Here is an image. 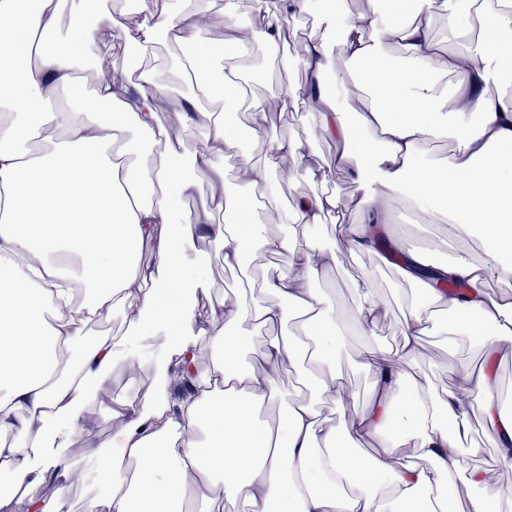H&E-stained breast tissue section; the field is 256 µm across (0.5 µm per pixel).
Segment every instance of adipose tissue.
<instances>
[{"instance_id":"obj_1","label":"adipose tissue","mask_w":512,"mask_h":512,"mask_svg":"<svg viewBox=\"0 0 512 512\" xmlns=\"http://www.w3.org/2000/svg\"><path fill=\"white\" fill-rule=\"evenodd\" d=\"M467 3L466 13L448 14L449 32L466 41L451 50L434 35L438 0H369L356 15L328 0H277L272 8L252 0L269 50L288 19L319 17L324 35L299 56L305 84L278 82L272 96L281 108L312 112L315 133L336 145L332 165L358 188V219L338 225L337 241L353 255L382 251L416 290L398 354L366 350L369 394L336 427L315 400L345 405L336 371L341 315L314 283L337 253L317 248L311 232L341 202L326 192L283 200L281 162L299 157L303 143L266 141L264 106L212 73L215 57L241 58L249 44L243 28L231 22L220 43L198 42L196 18L209 0H187L179 12L171 0H136L140 21L132 28L123 24V0L108 10L94 0H0V484L37 485V461L48 453L61 477L51 495L25 498L21 512H66L76 468L100 491L93 512H228L239 502L246 512H500L491 494L463 507L448 502L459 476L475 487L486 482L461 459L472 409L500 447L512 445V412L494 394L497 367L512 353V0ZM106 27L121 28L138 51L161 39L181 47L179 67L195 76L183 108L201 121L206 141L189 159L177 152L149 159L152 144L169 135L159 123L161 85L152 70L141 72L136 91L102 80L80 95L78 111L57 107L59 92L94 63L92 48ZM392 45L401 57L390 55ZM333 53L343 68L329 67ZM232 110L250 113L254 152L242 151L240 131L225 117ZM441 133L456 143L445 158L428 147ZM213 143L238 157L240 192H225ZM205 193L223 208V223L183 211L185 199ZM398 194L449 242L480 247L481 256L461 250L439 267L466 283L465 300L420 277L426 246L392 228ZM265 213L290 225V234L270 233ZM203 224L226 268L242 266L249 251L283 258L262 282L269 296L262 306L243 291L205 309L191 301L202 276L188 251ZM146 249L154 266L139 262ZM72 280L85 290L77 309L64 287ZM355 289L351 327L366 336L387 303L372 280ZM433 308L447 314L441 331L448 339L477 336L484 349L481 367L458 368L442 392L426 375L404 370L421 356ZM120 312L137 314L133 335L150 339L158 367L189 378L195 392L175 405L163 394L149 406L129 397L111 443H89L77 462L66 450L116 363L143 364L133 344L76 345L79 316ZM252 320L280 333L259 363L246 366L239 354L251 344L245 324ZM205 342L212 347L206 368L199 363ZM302 364L313 396L285 397L281 372ZM399 441L412 443L417 462L396 456ZM364 443L374 453L361 452Z\"/></svg>"}]
</instances>
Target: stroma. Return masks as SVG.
Segmentation results:
<instances>
[{
	"label": "stroma",
	"instance_id": "1",
	"mask_svg": "<svg viewBox=\"0 0 512 512\" xmlns=\"http://www.w3.org/2000/svg\"><path fill=\"white\" fill-rule=\"evenodd\" d=\"M97 52L108 54L113 63L130 70L150 65L159 72V82L166 91L169 100L167 108L160 112L159 121L166 127L183 126L185 116L177 109L176 103L189 93V84L184 81L176 65V51L168 45H159L152 55L146 57L133 56L123 35L117 30L104 31L96 46ZM296 52L284 48L280 56L262 54L249 58L246 66L257 75L258 80L253 90L254 97L262 101L271 98V76L281 72L287 74L289 82L295 85L304 84L305 71L296 62ZM311 116L306 112L290 113L287 120H269L266 126L268 139L291 134L303 140L309 146V153L304 162L317 172L315 178L298 177L295 182L283 185V198H290L299 191H319L332 189L344 203V216L347 221H355L356 212L351 204L356 194V186L344 172L336 170L330 164L335 151L332 141L312 135L309 131ZM191 253L203 269L207 281L206 287L197 288L194 301L198 305H208L210 298L223 293L227 280L226 270L222 261L221 251L215 240L208 234H201L191 246ZM371 279L379 284L383 291H405V284L398 279L393 266L382 262L378 254L364 253L352 256L340 254L335 268L328 270L318 280V287L326 289L332 301L344 305L351 304V287L354 283ZM403 310L399 305H392L379 319L375 331L368 338H342L340 344L339 369L342 376L351 384L356 396H364L370 385L369 376L361 369L360 362L365 347L372 346L387 352L397 350L400 344V321ZM422 355L417 365L410 367V374H426L435 387L447 389L453 384L455 369L465 364L477 367L481 362L483 352L477 337H466L456 349H448L445 342L423 337L421 341ZM144 358V369L138 375H129L124 365H116L107 389L94 400L85 432L76 434L71 455L77 456L82 452L85 438L111 440L117 431L113 414L118 411L120 404L127 397L135 395L141 400H151L158 392L161 378L155 370L154 351L148 345H141ZM472 432L469 446L463 455L467 466L478 467L491 471L499 459L498 446L494 437L486 431L479 413H472Z\"/></svg>",
	"mask_w": 512,
	"mask_h": 512
}]
</instances>
